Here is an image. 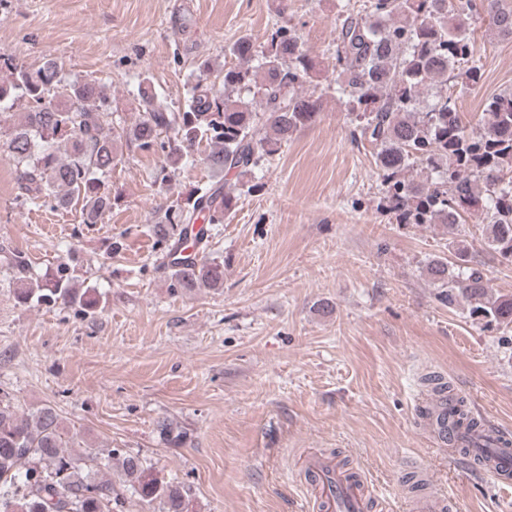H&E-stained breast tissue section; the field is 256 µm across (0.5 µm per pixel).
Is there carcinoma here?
Here are the masks:
<instances>
[{
    "label": "carcinoma",
    "instance_id": "1",
    "mask_svg": "<svg viewBox=\"0 0 512 512\" xmlns=\"http://www.w3.org/2000/svg\"><path fill=\"white\" fill-rule=\"evenodd\" d=\"M486 2L488 27L511 38L512 0ZM474 11L473 0H370L364 13L340 18L330 78L290 28H272L262 43L244 35L228 48L236 64L216 74L209 61L197 64L178 110L143 76L138 119L119 131L103 84L66 79L53 58L28 70L1 52L0 153L14 166L23 204L78 205L82 223L96 224L119 200L108 182L118 143L162 152L155 180L163 186L186 159L182 146L210 143L206 163L224 180L190 189L155 216L150 231L171 292L218 291L224 262L208 256L211 231L236 210L243 192L259 190L256 170L318 121L332 90L344 100L359 141L374 147L383 209L400 224L448 229L455 261L427 260L426 276L446 289V301L469 302L474 321L509 327L512 295H489L460 230L463 214L479 211L485 245L512 262V91L487 100L477 133L467 132L448 92L450 74L465 85L482 78L469 28ZM321 80L326 87L319 95L303 91ZM19 103L24 111L15 114ZM164 133L173 139L162 140ZM415 166L420 180L409 176ZM0 272L23 305L61 304L90 314L99 303L96 289L76 287L68 260L35 275L26 256L1 248ZM156 432L174 447L187 439L169 417L156 421ZM492 444L485 425L455 398L448 445L479 448L483 460ZM114 468L143 512H185L190 488L159 478L137 455L84 442L51 404L18 412L12 393L0 387V512H118L123 496L112 484Z\"/></svg>",
    "mask_w": 512,
    "mask_h": 512
}]
</instances>
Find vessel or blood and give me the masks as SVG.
Instances as JSON below:
<instances>
[{
    "label": "vessel or blood",
    "mask_w": 512,
    "mask_h": 512,
    "mask_svg": "<svg viewBox=\"0 0 512 512\" xmlns=\"http://www.w3.org/2000/svg\"><path fill=\"white\" fill-rule=\"evenodd\" d=\"M495 461L493 476L500 487L511 488L512 448L498 449ZM302 467L316 475L318 499L325 512H369L373 497L361 477L317 454L305 455Z\"/></svg>",
    "instance_id": "1"
}]
</instances>
